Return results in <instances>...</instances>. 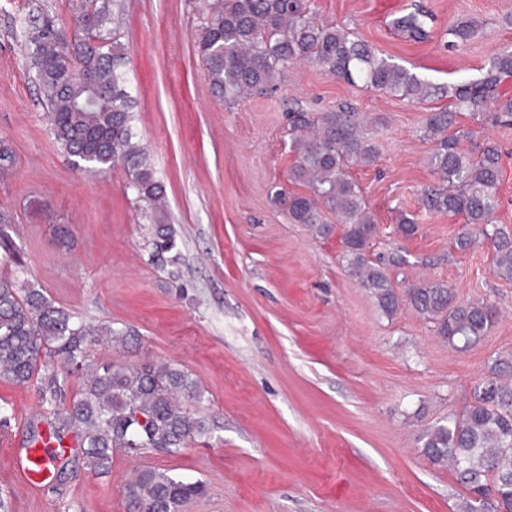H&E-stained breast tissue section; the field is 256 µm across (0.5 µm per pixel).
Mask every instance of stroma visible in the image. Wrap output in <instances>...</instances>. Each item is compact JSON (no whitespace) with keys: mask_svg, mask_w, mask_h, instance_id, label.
Returning a JSON list of instances; mask_svg holds the SVG:
<instances>
[{"mask_svg":"<svg viewBox=\"0 0 512 512\" xmlns=\"http://www.w3.org/2000/svg\"><path fill=\"white\" fill-rule=\"evenodd\" d=\"M410 2L311 0L321 19L439 84L480 76L489 55L512 44V0H422L433 15L425 42L388 26ZM120 4L133 128L164 184L176 246L156 252L122 167L76 170L50 133L26 20L49 16L69 29L67 0H0V140L16 158L0 179V221L25 265L20 274L0 261V278L23 275L88 323L127 333L125 343L96 346V361L187 370L204 390L188 409L213 430L173 455L116 452L105 475L83 465L71 435L63 481L27 488L15 469L41 421L38 390L0 380V434H9L0 437V493L11 512H125L123 485L142 467L204 483L186 512H462L466 489L420 453L419 437L465 410L488 359L512 356V282L494 275L489 242L456 250L463 218L427 213L419 201L436 182L435 144L423 136L432 105L298 63L276 93L228 107L196 51L204 0ZM462 17L481 29L450 47L447 30ZM342 103L367 117L378 149L374 164L351 170L377 218L369 259L402 249L408 263L390 269L394 282L430 278L458 298L497 304V324L468 352L450 351L409 309L384 315L347 275L338 235L314 239L272 203L276 190H301L288 178V108ZM459 123L502 152L497 218L512 232V126ZM403 216L418 226L412 238L397 231Z\"/></svg>","mask_w":512,"mask_h":512,"instance_id":"35a3bbf8","label":"stroma"}]
</instances>
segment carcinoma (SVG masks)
Returning <instances> with one entry per match:
<instances>
[{"label": "carcinoma", "mask_w": 512, "mask_h": 512, "mask_svg": "<svg viewBox=\"0 0 512 512\" xmlns=\"http://www.w3.org/2000/svg\"><path fill=\"white\" fill-rule=\"evenodd\" d=\"M72 36L47 17L28 20V55L45 100L52 134L76 169L106 172L121 165L137 200L150 211L155 245L170 251L174 231L167 224L165 189L148 152L133 132L132 97L127 88V48L115 20V0H67ZM394 32L414 42L430 36L423 11L392 20ZM478 23L461 19L449 29L452 45L476 37ZM213 92L227 105L275 91L284 69L310 63L346 82L417 104L448 100L429 113L425 136L436 143L430 165L438 184L423 190L431 213L464 217L456 248L468 249L476 237L491 242L493 273L512 280V236L495 220L501 153L485 142L465 147L474 133L456 125V116L494 113L512 124V95L502 83L512 78V47L497 48L479 80L460 78L435 84L380 55L347 28L319 18L310 0H207L197 44ZM287 136L293 164L289 177L303 193L277 192L294 224L327 238L339 224L346 270L368 290L387 316L406 306L433 324L448 348L464 353L480 344L495 326L498 312L483 300H459L448 284L422 281L398 294L385 267L367 258L377 221L350 168L370 165L376 146L364 132V118L349 105L312 112L300 105L288 111ZM15 155L0 143V177L12 173ZM0 259L24 272L16 248L0 225ZM126 336L109 324L94 327L55 303L40 288L19 279L0 280V379L17 385L37 383L42 418L51 442L73 433L85 466L109 472L114 450L136 456L146 449L169 454L208 435L204 419L186 403L204 397L188 371L164 364L97 366L90 351ZM512 358L496 356L488 375L475 383L462 414L423 431L420 453L433 465L455 473L470 494L467 512H481L486 500L494 512H512ZM81 380L78 395L66 399L69 377ZM203 493L199 482H184L164 471L133 472L125 484L126 512H183Z\"/></svg>", "instance_id": "carcinoma-1"}]
</instances>
